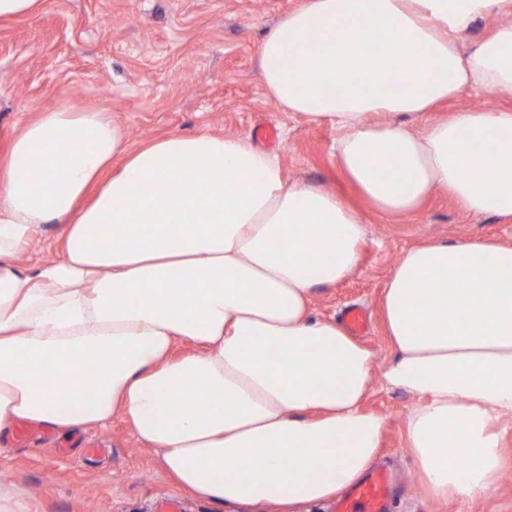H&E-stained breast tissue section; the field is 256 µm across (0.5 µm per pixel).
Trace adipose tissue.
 <instances>
[{"label": "adipose tissue", "mask_w": 512, "mask_h": 512, "mask_svg": "<svg viewBox=\"0 0 512 512\" xmlns=\"http://www.w3.org/2000/svg\"><path fill=\"white\" fill-rule=\"evenodd\" d=\"M501 2L303 0L259 45L265 94L340 131L337 165L374 211L445 193L512 219V108L426 118L463 88L512 89V22L463 48ZM53 223L60 259L18 268ZM364 240L345 197L287 181L249 140L132 148L102 110L40 113L0 157V436L118 414L214 505L331 498L374 465L384 421L362 408L372 353L310 300L357 268ZM381 301L396 351L382 378L420 398L406 433L423 489L475 498L501 479L494 426L512 422V245L414 246ZM184 340L198 351L174 356Z\"/></svg>", "instance_id": "1"}]
</instances>
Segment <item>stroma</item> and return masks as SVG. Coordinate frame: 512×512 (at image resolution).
Masks as SVG:
<instances>
[{
    "mask_svg": "<svg viewBox=\"0 0 512 512\" xmlns=\"http://www.w3.org/2000/svg\"><path fill=\"white\" fill-rule=\"evenodd\" d=\"M303 0H44L34 16L0 20V151L40 112L96 107L108 112L136 147L159 137L205 131L241 137L272 153L291 181L361 199L336 165L339 131L308 124L266 97L258 45L279 18ZM272 126L268 141L259 127ZM359 265L346 280L313 290L311 312L339 320L351 306L371 316L362 346L375 357L366 410L384 419L379 458L397 472L393 512H512V425H500L505 465L496 487L474 499L435 502L426 496L407 446L406 419L417 396L386 386L396 352L384 333L381 295L400 254L426 240L480 237L512 243V220L465 215L445 195L402 217L364 214ZM105 445L99 456L79 446L0 438V473L24 493V512H154L178 498L183 512H215L180 490L158 450L142 445L131 425L113 417L83 429Z\"/></svg>",
    "mask_w": 512,
    "mask_h": 512,
    "instance_id": "1",
    "label": "stroma"
}]
</instances>
